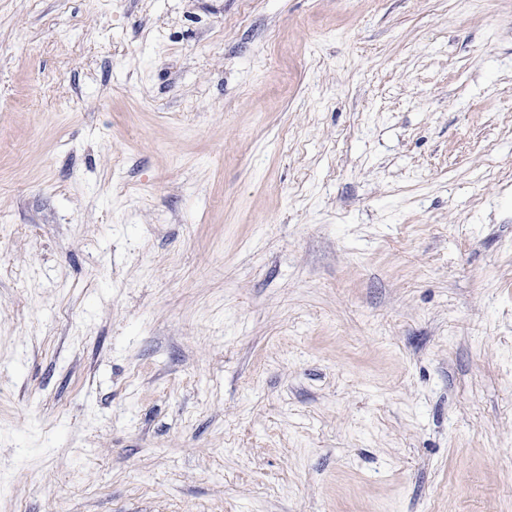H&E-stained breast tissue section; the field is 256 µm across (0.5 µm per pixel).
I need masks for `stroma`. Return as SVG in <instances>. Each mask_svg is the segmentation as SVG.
<instances>
[{"label":"stroma","instance_id":"35a3bbf8","mask_svg":"<svg viewBox=\"0 0 512 512\" xmlns=\"http://www.w3.org/2000/svg\"><path fill=\"white\" fill-rule=\"evenodd\" d=\"M0 512H512V0H0Z\"/></svg>","mask_w":512,"mask_h":512}]
</instances>
